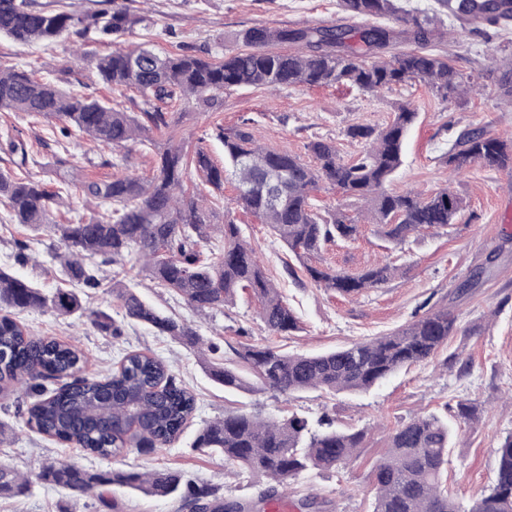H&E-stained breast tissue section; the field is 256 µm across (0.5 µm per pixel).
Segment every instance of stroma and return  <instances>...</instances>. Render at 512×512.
Listing matches in <instances>:
<instances>
[{
  "label": "stroma",
  "mask_w": 512,
  "mask_h": 512,
  "mask_svg": "<svg viewBox=\"0 0 512 512\" xmlns=\"http://www.w3.org/2000/svg\"><path fill=\"white\" fill-rule=\"evenodd\" d=\"M135 6L145 15V22L112 43L97 41L92 35L27 45L2 37L0 67L36 72L64 89L107 99L138 113L147 107L140 94L114 90L100 82L90 66L93 57L136 43L159 53L182 46L198 55L218 56L241 50L237 35L252 26L330 24L344 16L341 0H136ZM440 20L455 36L439 46V53L471 75L481 86L480 94L445 102L417 80L376 93L346 85L239 88L225 91L211 106L193 98L164 105L175 141L186 151L201 146L215 161H223L224 146L214 136L215 126L245 121L263 143L308 163L312 160L309 142H336L342 156L350 157L360 148L346 135L350 126L385 127L398 105L410 104L418 118L389 190L411 189L426 197L447 188L463 199L465 209L454 224L411 236L398 248L385 241L375 225L366 223L355 239L328 243L320 263L334 270L357 273L378 263L401 269L384 287L348 297L288 276L285 267L295 264L294 255L267 225L235 204L237 191L232 183H225L223 194L212 203L213 220L220 225L231 218L241 225L267 276L299 318L298 330L287 336L269 335L259 317V303L250 293H240L224 311L200 315L139 268L94 258L90 266L100 285L79 289L78 294L87 309L107 312L120 326L119 334L99 330L87 318L50 310L22 313L19 323L34 335L77 345L86 355L83 371L89 377L117 370L130 352L161 357L194 391L197 410L183 437L152 456L130 452L101 458L30 431L23 417L29 398L21 392L0 393V425L11 431L0 443V463L33 479L26 495L0 498V512H191L179 501L134 495L122 488L101 499L74 497L36 482L34 476L42 465L56 459L97 470L174 469L185 479L218 486L227 500L260 497L269 484L267 478L232 476L223 458L200 454L190 446L194 432L205 421L255 403L269 415L290 412L312 423L326 416L337 427L365 430L358 457L343 471L310 470L292 480L291 497L299 501L316 495L319 512H371L374 490L368 473L385 452L389 428L421 413L456 414L461 401L478 403L482 412L472 422H455L458 436L444 484L466 502L492 483L495 448L512 433V404L506 401L512 394V175L476 163L456 176L449 173L443 154L465 130L480 128L504 140L512 138V97L504 95L500 84L501 70L512 56V28L484 25L474 31L445 14ZM154 140L151 147L134 144L112 149L76 133L63 136L55 121L26 112H0V168L11 165L9 142L23 143L29 155L27 172L52 190L57 187L56 161L60 158L67 160L69 178L75 184L87 178H109L116 170L151 177L157 149L167 143L161 134ZM58 247L47 233L11 222L0 204V267L54 293L69 285L54 258ZM116 280L165 313L193 324L204 340L217 346L218 357L231 363L236 360L234 348L243 344L321 352L387 334L442 307L456 316L459 331L429 362L400 369L366 392L310 391L290 398L261 388L228 393L206 375L195 351L124 318L112 297ZM454 355L471 361L470 374H459L457 363L450 361Z\"/></svg>",
  "instance_id": "stroma-1"
}]
</instances>
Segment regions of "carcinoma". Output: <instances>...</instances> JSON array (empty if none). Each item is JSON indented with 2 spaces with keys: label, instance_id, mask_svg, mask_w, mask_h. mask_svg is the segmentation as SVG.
<instances>
[{
  "label": "carcinoma",
  "instance_id": "cac0c4a2",
  "mask_svg": "<svg viewBox=\"0 0 512 512\" xmlns=\"http://www.w3.org/2000/svg\"><path fill=\"white\" fill-rule=\"evenodd\" d=\"M436 3L465 24L512 20V0ZM102 4V9L77 15L38 9L34 0H0V36L30 44L53 41L65 33L83 37L92 31L110 40L144 21L122 0ZM342 6L346 17L329 25L247 28L238 34L246 49L222 57L203 58L184 48L160 54L133 45L95 58L94 70L103 84L133 88L145 101L157 102L153 110L142 112L141 121L108 100L89 99L11 68H0V110L29 112L61 123L65 136L78 132L105 147H124L144 145L151 141L149 132L169 128L159 104L192 96L208 102L230 87L348 85L376 92L421 80L444 101L460 100L477 88L447 56L436 52L448 32L434 24V17L414 15L399 0H342ZM378 17H392L397 25L373 22ZM416 117L417 112L401 104L383 128L349 127L347 136L363 143L350 161L340 157L334 143L312 141L307 149L313 166L259 143L245 122L219 126L216 137L224 143L221 167L202 147L190 155L172 144L160 154L149 179L114 175L76 185L87 202L111 209L105 220L52 222V207L69 198L71 182L64 177L52 191L41 181L0 169V200L15 223L58 238L63 251L56 253V260L72 282L97 287L86 260L105 256L114 263L140 265L150 280L200 314L222 311L239 292L248 290L261 303L259 316L268 331L286 336L298 329V317L267 277L240 225L224 220L223 244L207 255L198 250L211 238L208 196L221 192L226 177H232L237 204L269 226L316 286L349 296L381 288L397 274V267L375 265L346 274L308 263L326 243L353 240L359 233L358 221L343 211L327 216L315 211L313 193L327 183L346 198L362 202L368 223L380 226L396 246L425 228L454 223L463 210L456 193L443 189L422 198L386 189L402 165L404 138ZM444 158L454 172L477 162L511 172L512 140L472 129L450 145ZM191 167L208 192L185 187ZM275 176L280 201L271 204L266 190ZM112 296L127 319L202 350L204 340L191 324L165 315L119 281L112 284ZM47 308L85 316L101 330L112 328L111 317L104 311H87L78 293L60 289L50 296L25 277L0 269V385L24 386L33 398L26 426L105 457L124 452L149 456L177 441L197 410V400L169 365L161 358L130 353L115 373L83 376L72 384L69 377L80 372L82 353L30 335L16 320L18 313ZM457 330V318L443 308L384 336L318 354L244 346L236 355L247 372L214 357L207 359L206 372L228 392L250 390L256 383L286 395L366 391L401 368L433 359ZM251 376L256 383L249 381ZM365 434L363 429H339L329 418L320 419L314 429L295 413L275 417L258 409L238 410L205 422L192 448L223 456L236 476L260 474L278 489L307 470H342L357 457ZM455 436L448 416L434 412L415 415L393 428L384 456L371 468L372 512H512V433L496 448L495 479L466 504L442 482ZM36 480L76 495L101 498L109 488L119 487L178 499L194 512L241 510L223 503L219 487L185 480L172 469L94 471L58 460L43 465ZM30 486L29 478L0 465V496L22 495Z\"/></svg>",
  "mask_w": 512,
  "mask_h": 512
}]
</instances>
